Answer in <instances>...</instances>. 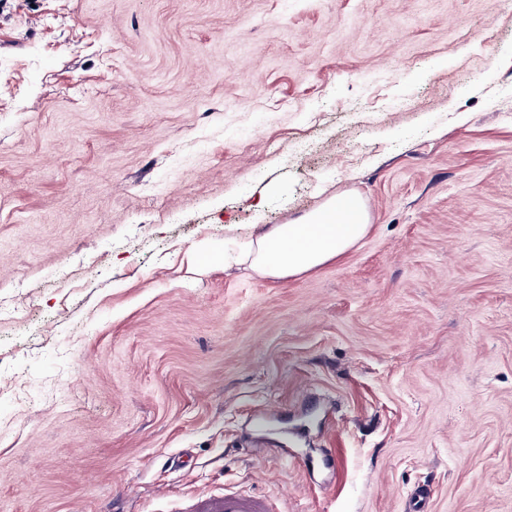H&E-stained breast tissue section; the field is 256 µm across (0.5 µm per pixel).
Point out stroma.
<instances>
[{"mask_svg": "<svg viewBox=\"0 0 512 512\" xmlns=\"http://www.w3.org/2000/svg\"><path fill=\"white\" fill-rule=\"evenodd\" d=\"M510 110L512 0H0V512H512ZM368 226L365 206L357 196H337L298 221L279 224L245 248L258 269L291 276L340 257L364 237ZM192 512H272V507L261 496H243L224 490L223 497L197 501Z\"/></svg>", "mask_w": 512, "mask_h": 512, "instance_id": "stroma-1", "label": "stroma"}]
</instances>
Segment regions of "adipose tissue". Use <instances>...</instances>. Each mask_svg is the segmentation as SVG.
Listing matches in <instances>:
<instances>
[{
	"mask_svg": "<svg viewBox=\"0 0 512 512\" xmlns=\"http://www.w3.org/2000/svg\"><path fill=\"white\" fill-rule=\"evenodd\" d=\"M368 215L357 196L330 200L302 219L281 224L248 242L254 265L273 276H291L340 257L364 237Z\"/></svg>",
	"mask_w": 512,
	"mask_h": 512,
	"instance_id": "ef3b65f1",
	"label": "adipose tissue"
}]
</instances>
